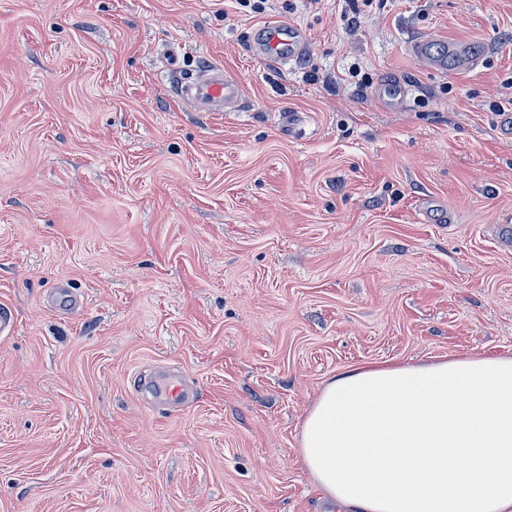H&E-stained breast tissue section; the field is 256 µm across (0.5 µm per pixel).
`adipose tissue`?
<instances>
[{
  "label": "adipose tissue",
  "instance_id": "ef3b65f1",
  "mask_svg": "<svg viewBox=\"0 0 512 512\" xmlns=\"http://www.w3.org/2000/svg\"><path fill=\"white\" fill-rule=\"evenodd\" d=\"M299 447L344 512H512V356L341 372Z\"/></svg>",
  "mask_w": 512,
  "mask_h": 512
}]
</instances>
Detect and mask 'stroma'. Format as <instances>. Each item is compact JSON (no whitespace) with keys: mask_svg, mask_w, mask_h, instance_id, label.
Listing matches in <instances>:
<instances>
[{"mask_svg":"<svg viewBox=\"0 0 512 512\" xmlns=\"http://www.w3.org/2000/svg\"><path fill=\"white\" fill-rule=\"evenodd\" d=\"M273 20L308 39L279 70ZM429 36L487 59L429 69ZM212 61L231 111L175 93ZM511 115L512 0H0V512H330L299 454L326 381L512 355ZM375 94L386 107L395 108L402 104L411 92V86L397 80H382L376 86Z\"/></svg>","mask_w":512,"mask_h":512,"instance_id":"1","label":"stroma"}]
</instances>
